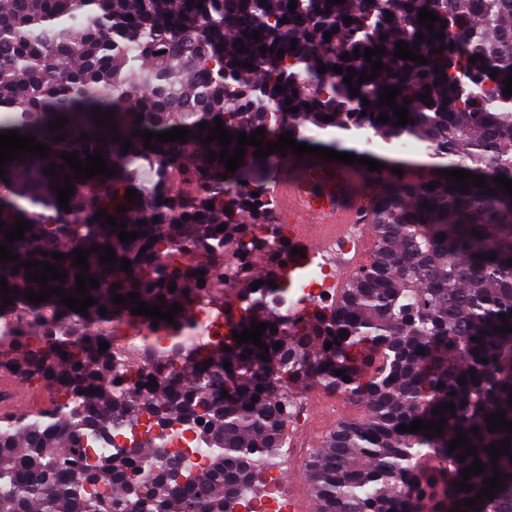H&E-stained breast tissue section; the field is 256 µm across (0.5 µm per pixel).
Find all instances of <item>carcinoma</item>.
Wrapping results in <instances>:
<instances>
[{"instance_id":"carcinoma-1","label":"carcinoma","mask_w":512,"mask_h":512,"mask_svg":"<svg viewBox=\"0 0 512 512\" xmlns=\"http://www.w3.org/2000/svg\"><path fill=\"white\" fill-rule=\"evenodd\" d=\"M290 2L0 0V132L32 135L50 153L46 159L26 153L5 165L0 177L5 228L19 219L32 225L24 239L8 244L19 260L0 262V276L20 290L9 294L12 304L0 300V327L45 329L38 346L15 340L0 349V376L39 382L52 395L51 406L35 414L0 415V512H252V501L264 492L263 470L283 454L297 394L312 386L366 409L364 417L340 422L310 455L315 512H426L427 504L443 503L431 462L448 466L460 481L477 457L486 468L467 480L473 490L453 487L448 494L449 506L474 512L461 501L477 496L494 476L484 448L512 436L488 431L486 421L501 409L512 422V332L493 331L502 325L501 313L512 325V197L493 183L498 176L512 179V96L503 95V80L512 72V0H296L293 11ZM424 7L439 16L433 32L445 35L432 45L426 24L418 23ZM346 17L353 23H344ZM256 31L257 41L250 38ZM419 32L427 64L394 58L396 42L412 48ZM381 45L385 54L366 61L365 50ZM440 46L443 53L431 52ZM356 48L361 57L355 59ZM279 49L285 50L281 59ZM475 55L481 59L470 62ZM376 60L384 69L359 82ZM334 65L344 72H334ZM349 67L357 71L352 85L358 96L344 83ZM385 86L401 90L396 103L407 107L414 123L395 125L394 108L379 105ZM425 92L432 99L428 106L420 101ZM93 106L113 112L112 124L130 139L128 151L93 121ZM295 107L299 111L290 112ZM382 113L389 122L377 121ZM326 115L332 120H323ZM61 116L68 123L48 130ZM217 117L234 136L264 128L265 143L285 132L306 143L308 133L332 130L363 132L368 141L389 144L413 140L448 159V169L485 176L488 188L459 193L437 170L381 179L371 196L369 260L334 303L295 317L292 290L301 267L296 259L282 263L290 241L271 223V208L259 203L268 194V168L293 156L292 149L262 159L247 145L231 173L219 160L207 161L222 150L218 142H200ZM201 122L208 128L199 129ZM173 127L191 131L187 143L153 140L151 151L132 136ZM63 132L64 141H55ZM84 133L90 138L81 139ZM99 135L108 142H97ZM97 147L119 175L77 182L60 153L76 151L84 161L83 150ZM51 162L72 177L69 213L59 207L55 187L64 179L45 174ZM129 188L141 199L127 202ZM121 205L128 211L117 213ZM101 209L127 221L126 231L140 237L119 241L94 220ZM476 230L482 235L473 236ZM93 245L111 246L117 262L110 272L98 253H90L87 275L100 287L88 289L96 304L86 314L55 295L37 305L24 299L26 289L38 292L40 286L26 279L20 262L63 267L66 282L48 285L69 296L80 273L69 254ZM169 248L188 260L166 263L162 253ZM55 252L66 259H53ZM124 258L131 262L127 272L120 270ZM242 264L259 270L263 284L254 290L245 279L237 310L227 314H238L239 333L253 322L274 325L276 332L268 328L261 337L269 353L222 333L207 342V352L200 343L152 352V372L129 385L126 360L99 352L92 342L107 335L114 318L131 316L129 304L112 303L114 292H136L150 306L179 304L174 323L161 320L155 328L178 338L193 302ZM114 283L119 288L111 289ZM209 359L213 363L204 365ZM339 370L345 375H336ZM449 402L453 413L445 409ZM436 409L446 418L441 435L399 430L417 419L439 421ZM142 418L147 428L132 430ZM459 429L477 446V456L462 463L458 455L465 448H448ZM169 433L187 434L207 449L209 467L196 471L165 455L143 466L150 449L166 447ZM127 434L129 444L108 455L90 454ZM134 468L143 471L137 480L130 479ZM498 469L509 479L493 500L478 502L480 512H512V456L499 457Z\"/></svg>"}]
</instances>
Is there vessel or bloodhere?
<instances>
[{"label":"vessel or blood","mask_w":512,"mask_h":512,"mask_svg":"<svg viewBox=\"0 0 512 512\" xmlns=\"http://www.w3.org/2000/svg\"><path fill=\"white\" fill-rule=\"evenodd\" d=\"M279 210L293 224V244L304 249L307 257L317 255L327 241L343 240L350 225L360 224L372 229L373 213L365 195L354 188L352 173L343 167L316 164L282 163L272 179ZM369 237L356 240L340 261V272L334 282L336 289L346 288L362 266ZM12 378H0V389L11 392L13 398L0 406V411L20 414L31 411L37 398L16 396Z\"/></svg>","instance_id":"1"}]
</instances>
